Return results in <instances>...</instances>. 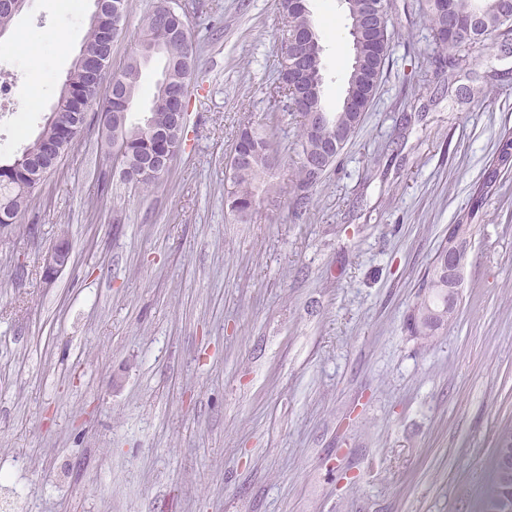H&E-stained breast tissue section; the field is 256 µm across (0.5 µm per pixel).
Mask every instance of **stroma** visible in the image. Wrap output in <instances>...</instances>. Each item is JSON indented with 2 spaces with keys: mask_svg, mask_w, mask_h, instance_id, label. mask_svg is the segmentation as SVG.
<instances>
[{
  "mask_svg": "<svg viewBox=\"0 0 512 512\" xmlns=\"http://www.w3.org/2000/svg\"><path fill=\"white\" fill-rule=\"evenodd\" d=\"M187 137L151 188L124 184L87 124L0 233V512H483L512 427V170L474 220L447 334L406 320L420 280L512 128V41L449 74L425 0H387L389 54L353 138L306 207L300 117L272 138L274 193L224 204L245 125L277 98L279 0H182ZM158 0H128L111 67ZM91 0H28L0 54L21 87L0 163L44 125ZM322 105L352 63L343 0H309ZM67 34L68 55L56 37ZM72 256L42 260L60 235ZM69 259L70 248L66 243L60 240L44 258L43 266L45 277L49 279L54 278L67 266Z\"/></svg>",
  "mask_w": 512,
  "mask_h": 512,
  "instance_id": "obj_1",
  "label": "stroma"
}]
</instances>
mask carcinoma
Instances as JSON below:
<instances>
[{"mask_svg": "<svg viewBox=\"0 0 512 512\" xmlns=\"http://www.w3.org/2000/svg\"><path fill=\"white\" fill-rule=\"evenodd\" d=\"M172 3L173 0H160L157 8L145 21L144 37L163 45L166 50L165 61L169 65L167 88H175L186 96L191 87L193 45L190 30H181L178 14L163 13L164 7ZM448 3L459 21L455 30L447 33L442 29L439 0H427V21L436 43L448 51V68L454 70L466 61L469 52L485 43V40L477 37V31L468 25V19L472 13L478 8L481 9L480 26L490 37L499 31L501 22L496 8L497 0H448ZM307 27H312L309 15H297L286 20L282 38L294 35L301 37ZM359 57L365 69L376 68L378 73H383L385 62L378 60L374 55L372 43L361 44ZM141 70L142 63L135 56L129 57L121 70L113 72L110 76H103L99 82L89 80L78 68H73L69 75L68 87L62 89L58 97V102L64 106V112L58 116L55 124L42 127L40 134L43 138L55 142L61 151L65 152L72 147L74 138H64L63 125L81 118V113L74 111V108L79 105L95 104L102 114L123 112L125 113L124 126L119 132L112 133V138L118 137L125 144L127 166L135 172L138 171L141 158L149 151L161 146L160 139L151 136L144 123L134 124L130 121V110L139 86ZM113 81L125 86L127 94L122 96L107 94L105 85ZM333 116L343 126L347 137H352L360 124L357 115L346 112L340 107L336 109ZM148 117L153 119L156 130L165 136L170 134L169 109L165 104L163 91L160 89L153 95L148 108ZM329 134L330 130L327 128L312 132L306 124H301L300 162L294 186L297 197L302 201L309 199L310 193L320 182V179L313 178L307 171L306 159L315 153L320 143ZM238 137L241 144L252 150V160L247 166L232 171L234 190L227 194L226 205L233 214L256 204L260 197L272 194L273 185L269 178L276 168V165L268 161V155L273 153L269 124L247 125L239 131ZM40 147L39 139H34L11 162L14 171L0 173V229L17 223L31 205L34 197L33 189L21 177V171L28 169L32 156L40 150ZM510 150H512V142L498 143L499 164L490 165L482 181L474 187L471 211L457 217L456 223L463 226L466 233L472 232L473 211L480 209L492 196L500 174L512 169V162H508L507 158ZM432 269L434 266L431 265L429 271L425 272L429 280L420 285L412 308L419 323L424 325L422 334L416 336L422 344L433 343L448 330V325L454 319V314L443 313L438 307L441 298L448 294V277L432 274L430 273Z\"/></svg>", "mask_w": 512, "mask_h": 512, "instance_id": "cac0c4a2", "label": "carcinoma"}]
</instances>
